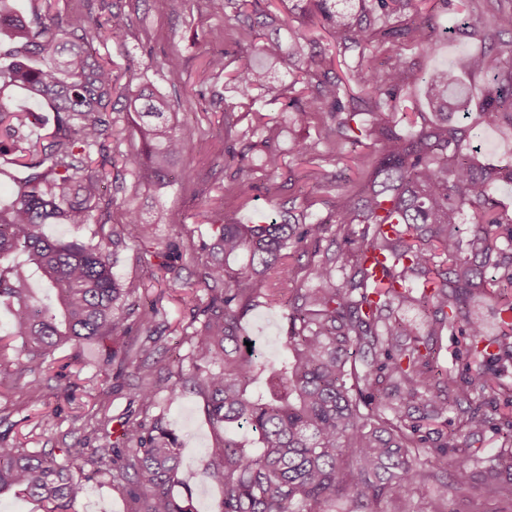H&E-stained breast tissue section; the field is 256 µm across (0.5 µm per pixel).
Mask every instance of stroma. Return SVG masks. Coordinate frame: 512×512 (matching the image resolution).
I'll use <instances>...</instances> for the list:
<instances>
[{
	"label": "stroma",
	"mask_w": 512,
	"mask_h": 512,
	"mask_svg": "<svg viewBox=\"0 0 512 512\" xmlns=\"http://www.w3.org/2000/svg\"><path fill=\"white\" fill-rule=\"evenodd\" d=\"M128 17L130 33L124 46H101L102 56L111 58L121 83L150 84L167 94L175 103L182 121L198 126L213 144L211 154H188L173 168L174 183L164 193L154 194L134 188L133 177H125L122 190L108 189L112 198L110 224L124 223L127 207L140 208L146 220L155 224L159 242L179 238L183 246L182 277L172 282L151 278L146 266L135 260L134 246L121 253L114 272L120 280H134L141 288L137 298L142 303L155 304L158 314L150 329L132 327L127 335L118 337L113 349L122 350L130 342L156 345L157 360L164 366H191V347L187 340L195 306L206 301L207 295L195 283L205 262L200 251L203 240L210 234L206 220L212 209L235 217L242 223H260L271 212L287 204L296 192L307 197L312 213L327 216L330 207L326 192L317 190L314 182L295 189L293 182L302 167L288 156L291 140L308 134L307 126L284 127L278 147L285 156L276 174L262 170L260 155L253 154L247 163L256 170V187L248 205L227 196L224 188L229 171L224 168V149L229 141L224 137V113L236 108L238 99L223 80L212 79L204 64L209 54L219 50L237 55L233 40L216 38L224 26L223 15L214 13L209 0H115ZM460 18L456 7L438 8L432 13V24L440 41L435 53L417 52L423 68L449 65L460 66L477 44L455 34ZM178 57L181 69L171 74L167 62ZM211 89V96L202 98L199 88ZM244 332L263 359L276 362L284 350L281 338L286 320L279 307H261L243 321ZM107 355L98 345L85 346L80 351L59 350L42 366L40 378L45 388L48 409L58 411L52 428L41 424L40 409L28 406L21 391L0 394V446L25 448L52 454L57 462L68 459L67 451L82 445H105L103 431L91 418L94 395L100 383H107L112 393L108 414L113 422L131 416L153 419L164 416L178 438L182 464L178 472L176 491H191L197 512H218L223 498L221 488L206 476L208 450L216 444L217 434L205 414L201 395L186 391L178 398L159 392L153 406L146 407L136 396L135 381L127 374L117 373L106 366ZM512 397V368L502 373L499 385L487 395L484 410L489 418L483 439L477 442L481 459L496 458L502 446L498 427ZM73 512H128L127 496L121 481L101 475L86 484V492L73 506Z\"/></svg>",
	"instance_id": "obj_1"
}]
</instances>
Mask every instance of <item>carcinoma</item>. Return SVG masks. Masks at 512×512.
Segmentation results:
<instances>
[{
  "instance_id": "carcinoma-1",
  "label": "carcinoma",
  "mask_w": 512,
  "mask_h": 512,
  "mask_svg": "<svg viewBox=\"0 0 512 512\" xmlns=\"http://www.w3.org/2000/svg\"><path fill=\"white\" fill-rule=\"evenodd\" d=\"M88 2L97 12L39 0L26 13L17 0H0V32L10 36L0 42V155L23 171L17 178L0 169L14 183L0 200V304L11 311L9 335L21 340L18 368H0V392L21 389L32 406L44 400L35 374L51 353L125 335L132 317L146 330L154 322L155 308L129 304L138 287L112 272L126 240L140 263L180 277L181 244L158 247L137 209H127L125 230H105L100 200L106 166L114 165L113 112L138 118L141 149L125 165L156 192L172 184L176 160L209 146L178 121L167 95L120 84L96 44L124 45L128 18L109 0ZM307 2L334 31L346 72L304 35L286 44L267 35L281 24L270 0H220L235 43L261 44L233 68L227 52L212 53L206 69L230 76L248 113L283 99L296 122L319 116L318 134L296 141L295 158L311 164L321 151L334 152L371 168L367 182L338 175L324 181L321 188L334 193L325 219L287 212L261 224L214 221L202 243L210 261L197 286L208 302L193 316L200 327L189 336L191 368L162 370L135 342L107 364L115 360L135 376L146 405L161 382L172 395L191 386L205 398L215 428L235 424L255 434V448L226 436L209 449L208 478L224 491L221 512H323L338 496L351 500V512H387V503L430 491L438 504L448 501V489L475 484L485 499L512 496V417L500 424L505 446L496 463L480 470L471 451L487 428L485 396L512 363V213L493 192L498 183L512 184V162L484 163L473 146L483 127L512 129V0H485L496 12L490 27L478 30L467 18L458 25L480 43L467 67L489 78L477 111L457 71L437 67L423 76L432 113H414L410 134L397 113L413 52L438 50L429 20L405 17L418 0ZM284 62L293 80L275 85L269 68ZM16 93L54 112L34 142L23 134L28 111L11 105ZM236 125L224 113L225 132L242 143L228 147L224 167L233 169L229 191L246 202L255 182L240 159L259 151L274 173L281 154L273 119L234 132ZM46 224L97 230L87 239H54L43 233ZM295 253L308 257L310 288L297 286L302 267L290 262ZM27 268L45 281L49 302L29 287ZM261 299H275L285 311L288 356L278 364L258 362L239 333ZM485 304L498 313L492 334L479 315ZM406 306L424 325L399 316ZM456 327L479 360L464 378L439 362L437 339ZM450 407L452 428L440 422ZM67 454L124 481L129 512H196L191 492L175 491L178 442L160 417L127 418L112 444ZM72 467L0 448V493L16 490L45 512H71L85 492Z\"/></svg>"
}]
</instances>
